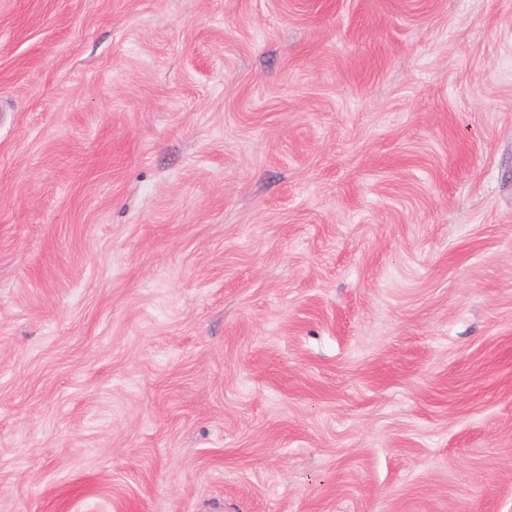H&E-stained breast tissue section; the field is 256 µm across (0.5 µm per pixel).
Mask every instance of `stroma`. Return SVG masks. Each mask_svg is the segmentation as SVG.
<instances>
[{
    "mask_svg": "<svg viewBox=\"0 0 512 512\" xmlns=\"http://www.w3.org/2000/svg\"><path fill=\"white\" fill-rule=\"evenodd\" d=\"M0 512H512V0H0Z\"/></svg>",
    "mask_w": 512,
    "mask_h": 512,
    "instance_id": "1",
    "label": "stroma"
}]
</instances>
